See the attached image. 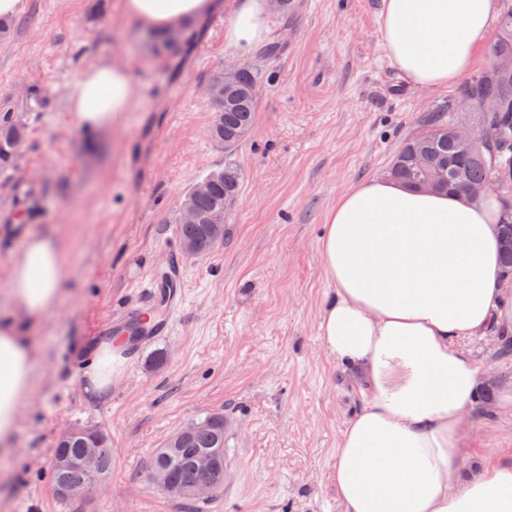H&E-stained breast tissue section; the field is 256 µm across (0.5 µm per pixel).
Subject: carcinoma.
I'll return each mask as SVG.
<instances>
[{"label":"carcinoma","instance_id":"1","mask_svg":"<svg viewBox=\"0 0 512 512\" xmlns=\"http://www.w3.org/2000/svg\"><path fill=\"white\" fill-rule=\"evenodd\" d=\"M506 6L501 13L494 41V55H512V0H505ZM195 34L176 29L167 33L146 31L142 41L147 50L159 57L174 59L184 53L194 41ZM262 94V84L258 72L250 67L236 68L224 93V101L210 104L213 112L209 128L211 140L224 148L228 159L224 166L210 171L203 180L209 183V189L197 194L190 189L185 198L191 201L193 208L201 215H211L226 207H231L240 193L244 174L242 169L229 159L239 145L252 131L258 117ZM489 99L496 101L500 111L483 113L478 118L488 127L489 142L481 152L468 155L457 148L452 128L459 120L458 99ZM426 136L420 139L409 138L393 157L389 175L416 189L427 175L448 172V182L442 191L463 192L471 183L496 177L506 188L512 187V83L502 81L489 68L467 81L457 97L448 101V105L434 111L425 120ZM28 138L25 124L14 120L8 114L0 115V166L7 168L25 146ZM178 234L183 240L198 243V255L212 252L224 243V230L214 233L209 225L185 224L177 220ZM208 424L202 428L189 424L174 433L157 449L149 467L165 472L176 487L189 489L201 480L195 469L196 459L203 453L217 454L218 467L210 474L216 493L224 491V420L220 414L209 413L204 416ZM90 439L77 435L63 444H57L55 453L65 455L71 465L60 471L51 467L49 474L52 483L80 487L94 475L105 478L112 471V448L108 433H102L96 444V469L89 472L81 463L84 448Z\"/></svg>","mask_w":512,"mask_h":512}]
</instances>
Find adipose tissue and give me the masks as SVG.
I'll use <instances>...</instances> for the list:
<instances>
[{"mask_svg": "<svg viewBox=\"0 0 512 512\" xmlns=\"http://www.w3.org/2000/svg\"><path fill=\"white\" fill-rule=\"evenodd\" d=\"M501 0H383L381 37L410 85L442 89L474 67L479 40ZM215 0H123L146 30L190 26ZM270 32L267 0H236L224 40L249 51ZM78 127L120 125L134 106L129 71L101 61L70 92ZM512 219L499 195L428 193L384 177L342 193L324 223L321 254L333 286L319 322L321 343L362 380L359 408L336 448L331 479L343 512H512V461L464 476L468 418L482 372L465 340L512 326V278L500 263V225ZM69 268L49 232L26 236L9 282L22 317L0 315V457L14 449L34 390L36 325L62 299ZM120 358L100 344L83 371L102 397Z\"/></svg>", "mask_w": 512, "mask_h": 512, "instance_id": "obj_1", "label": "adipose tissue"}]
</instances>
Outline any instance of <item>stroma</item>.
I'll return each mask as SVG.
<instances>
[{
	"label": "stroma",
	"mask_w": 512,
	"mask_h": 512,
	"mask_svg": "<svg viewBox=\"0 0 512 512\" xmlns=\"http://www.w3.org/2000/svg\"><path fill=\"white\" fill-rule=\"evenodd\" d=\"M382 0H295L273 17L276 56L224 45V13L201 27L181 64L152 57L122 0H21L0 39V111L26 123L27 146L0 171V301L23 237L62 238L73 266L62 304L38 328L36 393L17 451L0 460V512H186L150 484L156 448L203 413L224 416L223 494L206 512H342L330 478L358 406L359 377L322 347L331 284L319 249L326 212L351 186L385 174L405 139L458 86L408 85L380 36ZM121 56L138 85L123 128L89 135L68 109L81 71ZM263 75L259 117L233 154L244 173L224 243L185 257L186 303L175 328L125 356L107 397L83 390L79 350L112 310L140 306L141 277L166 271L186 192L223 165L210 139L206 86L225 65ZM49 96L29 111L28 88ZM501 328L467 344L484 373L465 466L512 460V340ZM163 353L155 362V353ZM93 424L112 438V472L83 498H57L48 473L59 434Z\"/></svg>",
	"instance_id": "35a3bbf8"
}]
</instances>
